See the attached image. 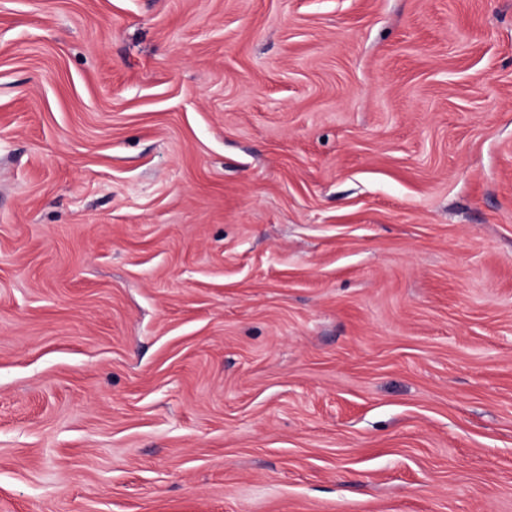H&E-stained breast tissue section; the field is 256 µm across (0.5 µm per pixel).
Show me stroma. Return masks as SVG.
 Wrapping results in <instances>:
<instances>
[{"instance_id": "stroma-1", "label": "stroma", "mask_w": 512, "mask_h": 512, "mask_svg": "<svg viewBox=\"0 0 512 512\" xmlns=\"http://www.w3.org/2000/svg\"><path fill=\"white\" fill-rule=\"evenodd\" d=\"M0 512H512V0H0Z\"/></svg>"}]
</instances>
